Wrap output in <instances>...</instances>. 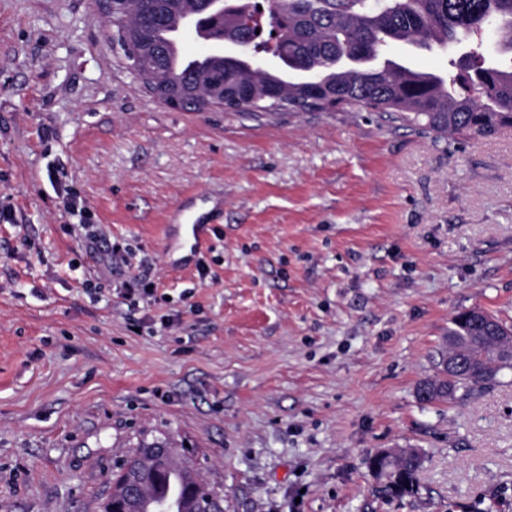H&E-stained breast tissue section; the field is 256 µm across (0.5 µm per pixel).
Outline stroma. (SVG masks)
Returning <instances> with one entry per match:
<instances>
[{
	"label": "stroma",
	"instance_id": "1",
	"mask_svg": "<svg viewBox=\"0 0 512 512\" xmlns=\"http://www.w3.org/2000/svg\"><path fill=\"white\" fill-rule=\"evenodd\" d=\"M106 31L94 0H0V512H98L162 432L224 512H512V370L461 405L415 395L459 311L512 324V128L173 109ZM55 178L155 304H125ZM199 192L223 204L206 280L165 255ZM388 448L422 450L417 495L373 496Z\"/></svg>",
	"mask_w": 512,
	"mask_h": 512
}]
</instances>
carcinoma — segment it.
Here are the masks:
<instances>
[{"instance_id":"1","label":"carcinoma","mask_w":512,"mask_h":512,"mask_svg":"<svg viewBox=\"0 0 512 512\" xmlns=\"http://www.w3.org/2000/svg\"><path fill=\"white\" fill-rule=\"evenodd\" d=\"M259 3L232 0L227 16L212 14L210 0H118L122 34L144 80L162 98H176L189 111L224 105L232 112L269 115L369 108L437 140L491 138L512 127V0H277V13L253 21ZM268 30V38L256 30ZM241 35L252 56L271 54L281 71L252 72L222 52L202 57L181 53L184 34ZM494 34L489 54L477 33ZM442 51L459 48L452 71L411 68L387 58L391 45ZM437 376L421 381L422 403H463L498 383L512 368V353L489 338L469 343L450 381L446 354ZM131 469L141 473L143 494L127 512H195L197 501L224 495L207 485L199 470L168 439L142 441ZM376 457L368 466L379 480L375 493L402 499L418 492L422 455L410 448L382 473Z\"/></svg>"}]
</instances>
